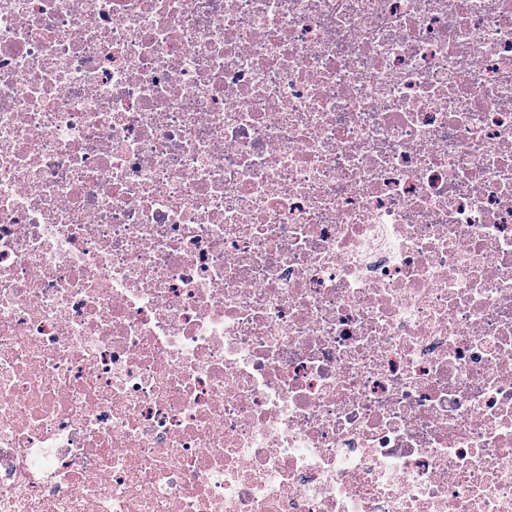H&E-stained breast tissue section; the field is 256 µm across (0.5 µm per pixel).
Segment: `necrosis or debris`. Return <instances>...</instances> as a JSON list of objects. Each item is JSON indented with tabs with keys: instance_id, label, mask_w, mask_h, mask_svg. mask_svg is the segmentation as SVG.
Instances as JSON below:
<instances>
[{
	"instance_id": "1",
	"label": "necrosis or debris",
	"mask_w": 512,
	"mask_h": 512,
	"mask_svg": "<svg viewBox=\"0 0 512 512\" xmlns=\"http://www.w3.org/2000/svg\"><path fill=\"white\" fill-rule=\"evenodd\" d=\"M0 512H512V0H0Z\"/></svg>"
}]
</instances>
